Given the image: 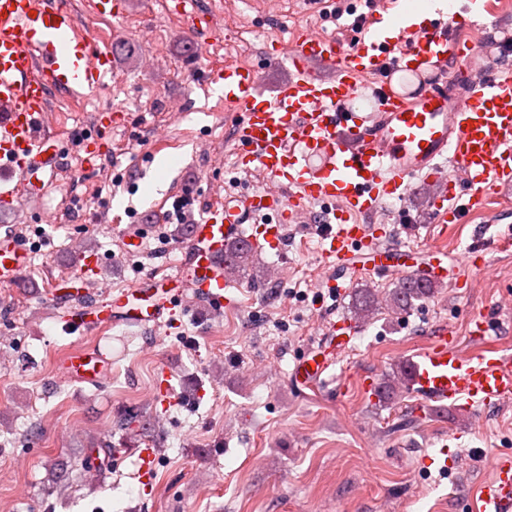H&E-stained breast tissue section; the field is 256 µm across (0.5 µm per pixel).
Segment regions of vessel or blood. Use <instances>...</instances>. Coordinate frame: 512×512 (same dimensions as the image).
<instances>
[{
  "mask_svg": "<svg viewBox=\"0 0 512 512\" xmlns=\"http://www.w3.org/2000/svg\"><path fill=\"white\" fill-rule=\"evenodd\" d=\"M400 0H370L359 37L350 49L306 27L289 42L274 44L257 65L225 64L210 83L235 110V163L261 177L262 190L212 204L188 228L176 275L148 276L101 301L69 304L60 286L53 306L70 305L64 321L74 333L117 325L146 326L174 317L180 297L219 312L228 283L224 251L229 244L276 249L290 224H321L326 266L345 272L387 268L432 281L448 277V252H427L386 243L373 216L389 197H406L412 178L439 184L432 199L437 223L460 221V200L476 205L512 186V75L492 69L472 74L483 49L462 42L457 30L478 25L490 0H468L454 14L440 13L429 25L406 16L394 20ZM288 68L286 80L263 88V69ZM115 65L92 32L80 28L70 0H0V203L13 206L42 197L58 171L60 143L46 129L49 93L73 102L104 86ZM463 80L461 93L448 88L447 72ZM378 76L363 89L361 80ZM111 112L82 142L86 159L106 142ZM452 159L455 175L443 160ZM320 213H313V206ZM32 252L13 232L0 237V284L25 277ZM476 349L461 353L440 328L412 359L409 386L421 400L441 407L460 402L495 406L512 397V356L491 333L488 316L473 320ZM311 357L295 366L305 386L328 368ZM111 364L93 349L75 347L62 361V375L94 386L110 377ZM138 476L150 483L155 448L136 449ZM477 512H512V462L499 461L480 487Z\"/></svg>",
  "mask_w": 512,
  "mask_h": 512,
  "instance_id": "b4317fda",
  "label": "vessel or blood"
}]
</instances>
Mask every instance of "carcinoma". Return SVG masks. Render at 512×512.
Masks as SVG:
<instances>
[{
  "mask_svg": "<svg viewBox=\"0 0 512 512\" xmlns=\"http://www.w3.org/2000/svg\"><path fill=\"white\" fill-rule=\"evenodd\" d=\"M253 257V249L246 245L235 246L224 253V274L232 278L245 270ZM437 285L414 275L397 278L393 287L378 295L375 288H360L352 304L354 317L369 321L379 314L381 306L405 311L424 301L436 292ZM408 367L400 364L383 376L378 388L379 400H390L407 388Z\"/></svg>",
  "mask_w": 512,
  "mask_h": 512,
  "instance_id": "carcinoma-1",
  "label": "carcinoma"
}]
</instances>
